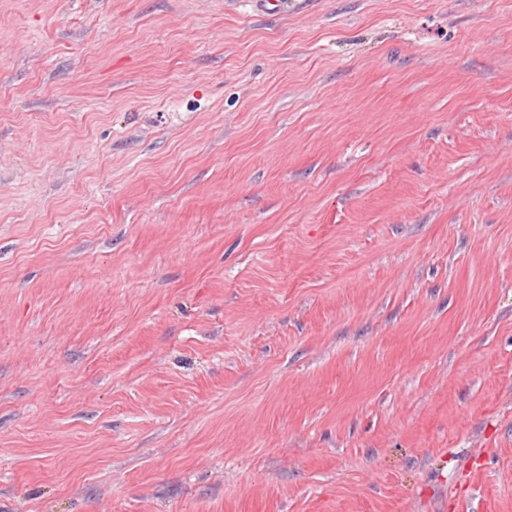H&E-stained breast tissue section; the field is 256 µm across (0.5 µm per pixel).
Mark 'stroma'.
<instances>
[{"instance_id": "1", "label": "stroma", "mask_w": 512, "mask_h": 512, "mask_svg": "<svg viewBox=\"0 0 512 512\" xmlns=\"http://www.w3.org/2000/svg\"><path fill=\"white\" fill-rule=\"evenodd\" d=\"M0 512H512V0H0Z\"/></svg>"}]
</instances>
